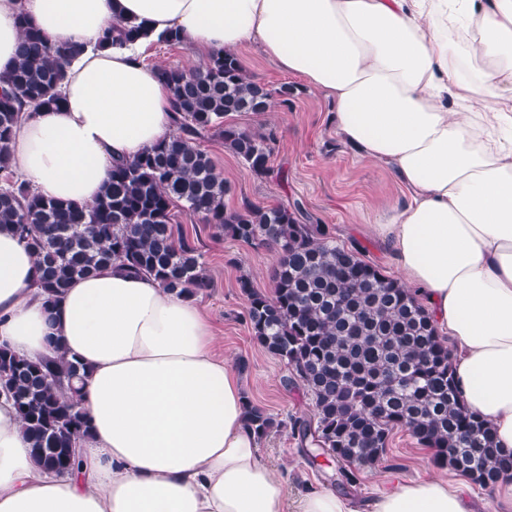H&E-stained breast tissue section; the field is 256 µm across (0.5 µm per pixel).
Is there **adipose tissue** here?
Returning <instances> with one entry per match:
<instances>
[{
    "label": "adipose tissue",
    "mask_w": 512,
    "mask_h": 512,
    "mask_svg": "<svg viewBox=\"0 0 512 512\" xmlns=\"http://www.w3.org/2000/svg\"><path fill=\"white\" fill-rule=\"evenodd\" d=\"M84 45L62 102L17 127L11 167L46 198L90 205L113 162L173 130V96L146 43L100 48L104 24L179 32L197 57L258 42L280 70L330 98L337 136L388 166L409 200L372 225L401 283L454 342L465 403L512 449V0H0V77L20 18ZM35 258L0 229V345L51 344L88 370L83 464L37 465L0 396V512H286L258 453L242 381L203 310L108 267L54 305ZM370 512H474L444 474L380 493Z\"/></svg>",
    "instance_id": "ef3b65f1"
}]
</instances>
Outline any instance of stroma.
Masks as SVG:
<instances>
[{
    "mask_svg": "<svg viewBox=\"0 0 512 512\" xmlns=\"http://www.w3.org/2000/svg\"><path fill=\"white\" fill-rule=\"evenodd\" d=\"M238 56L251 79L272 89L284 83L294 85L296 95L290 107L275 102L262 114L242 112L232 117L244 128L275 131L277 144L266 176L251 173L225 149L222 140L210 137L201 142V149L211 156L217 171L232 187L224 199L227 208L302 201L314 223L328 225L339 243L359 248L366 261L385 276L394 277L386 247L369 235L368 227L388 223L395 208L407 198L405 188L386 167L361 160L337 138L330 123V99L304 87L301 78L280 71L262 56L258 46L245 45ZM172 224L175 235L198 241L213 288L197 297L196 302L216 329L220 353L234 365L242 359L248 361L249 369L242 375L247 395L255 404L281 417L309 413L311 399L303 386L284 385L289 374L286 365L255 343L243 319L245 302L239 281L249 278L254 288L270 292L276 253L214 236L200 217L178 206L173 209ZM258 451L262 461L286 483L288 512H297L300 500L308 492L327 488L323 473L307 462L288 431L272 433L261 442ZM433 469L429 450L420 447L407 430L395 429L379 467V478H364L353 499L362 510L376 489L425 477Z\"/></svg>",
    "mask_w": 512,
    "mask_h": 512,
    "instance_id": "35a3bbf8",
    "label": "stroma"
}]
</instances>
